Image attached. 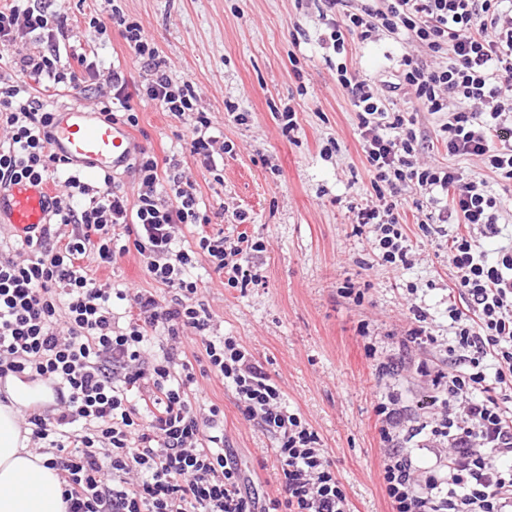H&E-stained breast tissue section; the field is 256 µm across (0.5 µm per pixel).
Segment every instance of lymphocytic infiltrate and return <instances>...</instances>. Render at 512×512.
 <instances>
[{
  "instance_id": "1",
  "label": "lymphocytic infiltrate",
  "mask_w": 512,
  "mask_h": 512,
  "mask_svg": "<svg viewBox=\"0 0 512 512\" xmlns=\"http://www.w3.org/2000/svg\"><path fill=\"white\" fill-rule=\"evenodd\" d=\"M321 2L334 54H346L349 37L372 42L381 31L419 47L403 55L399 85L436 116V138L452 158L418 163L427 140L414 118L393 111L382 87L337 64L377 198L354 215L376 233L375 258L394 267L408 262L399 222L406 188L437 193L457 219L448 252L451 289L463 303L448 307V350L461 367L433 379L456 409L432 428L440 454L424 467L401 438L409 414L396 396L380 398L382 489L391 512H512V411L489 395L492 383L512 378V247L491 258L472 236L477 226L497 235L506 205L455 164L478 158L512 184V0ZM88 25L98 36L116 26L147 68L146 82L130 85L120 68L100 69L87 51L73 52L74 66L62 65L68 18L45 0L0 6V185L57 188L48 223L0 254V378L55 382L54 406L25 422L34 447L53 453L68 512H351L318 432L288 407L250 349L217 334L215 315L199 298L193 271L203 261L229 287L261 281L250 259L263 242L211 228L195 181L183 173L189 163L223 183L218 163L229 145L199 112L193 81L172 79L139 23L115 7L108 20L94 16ZM99 79L112 88L96 104L102 115L135 128L132 101L149 100L189 132L183 156L137 150L129 165L133 196L108 171L85 182L51 148L54 114L43 92ZM192 224L200 232L188 250L180 234ZM132 251L159 292L115 288L92 275ZM190 340L202 345L204 365L189 358ZM202 376L222 381L242 415L275 438L278 497L263 501L247 487L224 446L223 410L197 408Z\"/></svg>"
}]
</instances>
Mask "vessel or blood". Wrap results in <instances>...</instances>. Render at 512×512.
Returning <instances> with one entry per match:
<instances>
[{"label":"vessel or blood","instance_id":"obj_1","mask_svg":"<svg viewBox=\"0 0 512 512\" xmlns=\"http://www.w3.org/2000/svg\"><path fill=\"white\" fill-rule=\"evenodd\" d=\"M56 154L78 166L86 179L127 167L136 146L128 129L80 106L60 109L51 131ZM48 184L20 182L0 188V223L17 234L48 221Z\"/></svg>","mask_w":512,"mask_h":512}]
</instances>
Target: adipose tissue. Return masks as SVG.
<instances>
[{
	"mask_svg": "<svg viewBox=\"0 0 512 512\" xmlns=\"http://www.w3.org/2000/svg\"><path fill=\"white\" fill-rule=\"evenodd\" d=\"M8 403H0V512H66L59 472L47 455L28 446L21 425V407L41 401L42 395L8 377Z\"/></svg>",
	"mask_w": 512,
	"mask_h": 512,
	"instance_id": "obj_1",
	"label": "adipose tissue"
}]
</instances>
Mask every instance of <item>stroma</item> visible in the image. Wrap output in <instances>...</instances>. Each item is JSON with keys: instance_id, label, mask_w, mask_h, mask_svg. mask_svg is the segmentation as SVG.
Wrapping results in <instances>:
<instances>
[{"instance_id": "obj_1", "label": "stroma", "mask_w": 512, "mask_h": 512, "mask_svg": "<svg viewBox=\"0 0 512 512\" xmlns=\"http://www.w3.org/2000/svg\"><path fill=\"white\" fill-rule=\"evenodd\" d=\"M141 24L174 79L191 78L200 110L234 150L224 156V181L196 174L198 197L208 214L244 212L243 223H225L228 234L243 230L265 243L252 263L262 276L246 289L225 287L210 268H197L202 300L234 336L264 362L290 409L319 433L344 484L354 512H388L380 479L382 443L374 407L386 394L400 397L411 416L436 426L441 405L431 404L425 364L453 368L448 352V287L453 268L448 233L424 234L419 222L441 207L425 192L402 193L400 222L409 237L411 262L389 267L373 255L369 227L352 222V207L374 201L362 162L355 109L336 83L323 40L328 27L319 0H115ZM96 0H52L69 18L71 45L98 53L104 66L117 65L134 82L145 78L139 60L118 32L91 39L87 22ZM406 36L382 35L352 42L350 67L358 78L397 82ZM247 116L229 120L226 103ZM291 104L299 130L287 138L276 115ZM139 126L132 137L157 157L181 150L184 125L150 101L135 104ZM338 153L325 156L327 140ZM426 315L435 336L425 348L401 340ZM392 362L393 371L376 365ZM196 403L224 411V441L246 479H259V495H276V443L247 421L233 393L217 379H200Z\"/></svg>"}]
</instances>
